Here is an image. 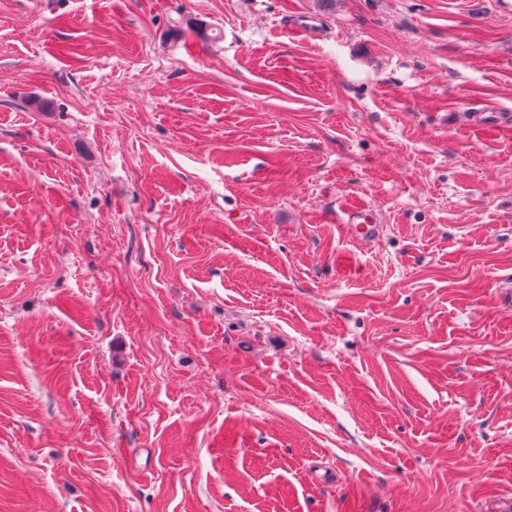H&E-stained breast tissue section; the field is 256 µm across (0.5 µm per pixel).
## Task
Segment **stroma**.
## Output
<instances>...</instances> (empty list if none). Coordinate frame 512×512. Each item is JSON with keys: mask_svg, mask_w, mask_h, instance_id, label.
<instances>
[{"mask_svg": "<svg viewBox=\"0 0 512 512\" xmlns=\"http://www.w3.org/2000/svg\"><path fill=\"white\" fill-rule=\"evenodd\" d=\"M0 512H512V0H0Z\"/></svg>", "mask_w": 512, "mask_h": 512, "instance_id": "35a3bbf8", "label": "stroma"}]
</instances>
